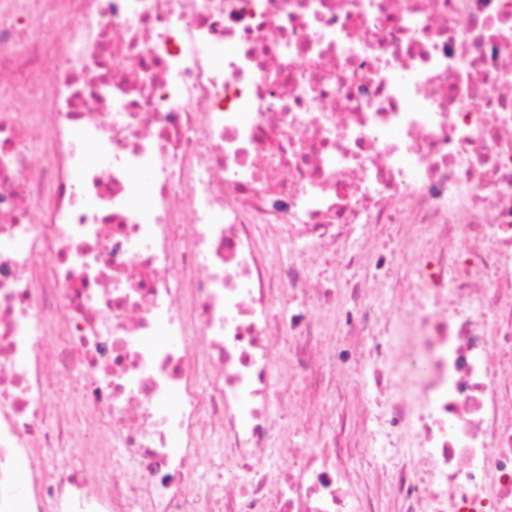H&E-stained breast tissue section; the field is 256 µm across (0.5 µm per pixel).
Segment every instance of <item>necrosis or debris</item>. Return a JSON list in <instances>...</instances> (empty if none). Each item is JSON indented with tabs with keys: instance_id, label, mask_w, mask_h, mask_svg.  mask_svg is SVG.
I'll use <instances>...</instances> for the list:
<instances>
[{
	"instance_id": "obj_1",
	"label": "necrosis or debris",
	"mask_w": 512,
	"mask_h": 512,
	"mask_svg": "<svg viewBox=\"0 0 512 512\" xmlns=\"http://www.w3.org/2000/svg\"><path fill=\"white\" fill-rule=\"evenodd\" d=\"M511 278L512 0H0V512H512Z\"/></svg>"
}]
</instances>
